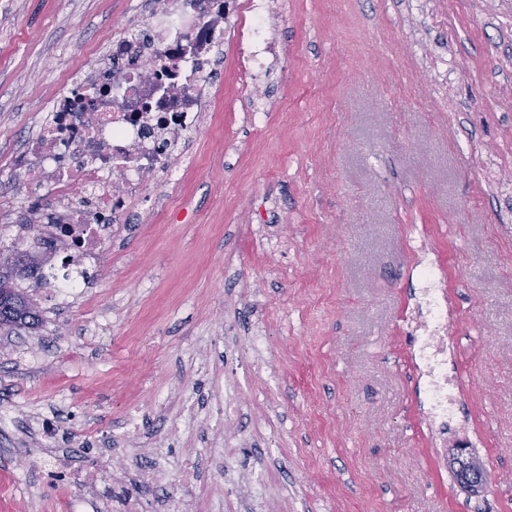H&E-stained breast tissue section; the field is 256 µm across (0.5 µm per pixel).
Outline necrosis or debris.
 Returning <instances> with one entry per match:
<instances>
[{"label":"necrosis or debris","instance_id":"1","mask_svg":"<svg viewBox=\"0 0 512 512\" xmlns=\"http://www.w3.org/2000/svg\"><path fill=\"white\" fill-rule=\"evenodd\" d=\"M237 31L251 71L268 68L273 28L269 0H153L137 27L118 33L94 67L81 71L80 90L47 106L36 132L12 163L49 198L41 211L45 250L70 292L75 269L97 266L118 225L152 183L172 181L175 152L201 127L224 64V33ZM82 186L76 196L74 186ZM420 300L410 322L412 357L423 382L431 429L445 433L457 406L448 375L451 302L425 246H417Z\"/></svg>","mask_w":512,"mask_h":512}]
</instances>
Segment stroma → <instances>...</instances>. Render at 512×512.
Listing matches in <instances>:
<instances>
[{"mask_svg":"<svg viewBox=\"0 0 512 512\" xmlns=\"http://www.w3.org/2000/svg\"><path fill=\"white\" fill-rule=\"evenodd\" d=\"M143 2L0 0V225L42 200L13 154ZM273 2L266 75L225 34L194 164L90 287L22 280L41 324L0 330V512H56L107 455L149 512H252L256 474L266 512H512V0ZM418 237L452 303L444 450L408 349ZM458 468H454V477L464 487H478L483 481L482 464L476 457H459L455 458Z\"/></svg>","mask_w":512,"mask_h":512,"instance_id":"1","label":"stroma"}]
</instances>
